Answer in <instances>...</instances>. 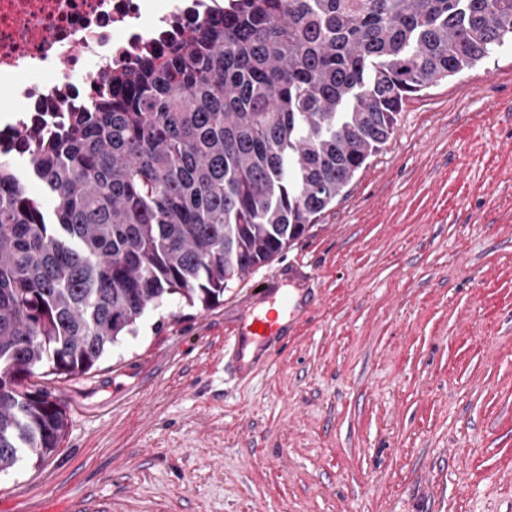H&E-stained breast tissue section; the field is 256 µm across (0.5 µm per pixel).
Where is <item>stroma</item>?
Wrapping results in <instances>:
<instances>
[{"mask_svg":"<svg viewBox=\"0 0 512 512\" xmlns=\"http://www.w3.org/2000/svg\"><path fill=\"white\" fill-rule=\"evenodd\" d=\"M312 284L241 379L258 287ZM0 512H512V42L409 99L316 224L208 309L149 306ZM285 331L279 326L277 314L257 317L247 325L237 326L229 336L231 362L235 374L241 378H247L265 368L269 363V357L265 358V354L276 347ZM248 341L256 345V350L253 356L246 360L244 346Z\"/></svg>","mask_w":512,"mask_h":512,"instance_id":"1","label":"stroma"}]
</instances>
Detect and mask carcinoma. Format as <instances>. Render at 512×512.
Segmentation results:
<instances>
[{"label":"carcinoma","instance_id":"carcinoma-1","mask_svg":"<svg viewBox=\"0 0 512 512\" xmlns=\"http://www.w3.org/2000/svg\"><path fill=\"white\" fill-rule=\"evenodd\" d=\"M512 38V0H227L0 159V472L65 429L36 370H91L166 295L204 308L301 238L411 95ZM17 169L23 171L21 179L24 183L27 194L39 201L46 211L52 212L57 205V200L45 193L41 183L29 173L24 162H20Z\"/></svg>","mask_w":512,"mask_h":512}]
</instances>
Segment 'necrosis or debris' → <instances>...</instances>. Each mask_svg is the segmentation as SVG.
Listing matches in <instances>:
<instances>
[{
    "label": "necrosis or debris",
    "instance_id": "1",
    "mask_svg": "<svg viewBox=\"0 0 512 512\" xmlns=\"http://www.w3.org/2000/svg\"><path fill=\"white\" fill-rule=\"evenodd\" d=\"M223 0H0V157H29L27 135H51L61 113L172 32L223 10Z\"/></svg>",
    "mask_w": 512,
    "mask_h": 512
}]
</instances>
